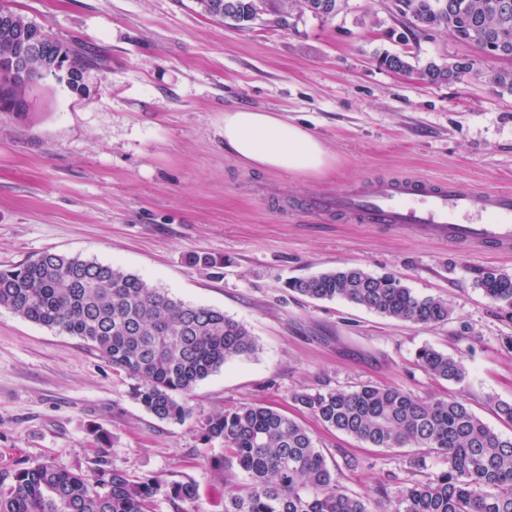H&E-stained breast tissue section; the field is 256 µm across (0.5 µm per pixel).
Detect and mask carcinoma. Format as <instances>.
<instances>
[{"instance_id":"1","label":"carcinoma","mask_w":512,"mask_h":512,"mask_svg":"<svg viewBox=\"0 0 512 512\" xmlns=\"http://www.w3.org/2000/svg\"><path fill=\"white\" fill-rule=\"evenodd\" d=\"M323 0H287L289 8L320 18ZM398 0L400 12L417 29L444 28L483 51L494 40L512 55V13L495 9L498 0ZM213 20L244 25L253 21L254 0H197ZM25 19L17 13L0 22V111L27 109L29 88L13 71L16 41ZM381 64L429 82L462 80L472 60L458 59L418 69L406 57L384 53ZM79 75L87 64L81 53L54 41L48 55L29 60ZM484 295L512 313V275L484 272ZM316 299H343L381 315L432 326L448 321V303L421 297L393 276H373L359 268L325 272L288 284ZM37 325L78 337L136 381L131 395L161 420L181 421L194 386L224 366L257 350L248 328L224 312L187 304L148 285L118 266L44 252L0 271V308ZM421 368L436 379L460 383L466 368L432 347L416 354ZM291 399L326 427L375 448H412L402 487L385 488L378 498L352 493L329 467L314 436L297 420L273 407L245 405L226 409L204 423L208 440L224 443L219 470L238 469L248 484L225 490L224 512H512V438H505L460 400L423 398L394 387L363 384L354 390L296 392ZM436 456L444 467L429 469ZM100 478L45 461L0 471V512H154L163 484L141 480L103 458ZM172 499L196 497L190 482H176Z\"/></svg>"}]
</instances>
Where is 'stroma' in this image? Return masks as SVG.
Wrapping results in <instances>:
<instances>
[{
	"instance_id": "obj_1",
	"label": "stroma",
	"mask_w": 512,
	"mask_h": 512,
	"mask_svg": "<svg viewBox=\"0 0 512 512\" xmlns=\"http://www.w3.org/2000/svg\"><path fill=\"white\" fill-rule=\"evenodd\" d=\"M75 45L91 65L78 96L54 79L31 107L0 112V269L50 251L121 266L150 286L242 322L258 348L199 381L180 422L146 412L134 384L77 337L0 308V469L50 460L95 477L99 455L130 475L193 482V502L167 493L156 512H224L225 483L205 420L267 404L300 417L340 482L396 492L406 448H373L299 413L291 396L364 383L456 398L495 432L512 422V317L478 288L512 254L462 249L293 210L299 198L374 178L451 179L512 189V91L493 83L499 61L449 33L410 30L395 0H344L330 19L282 16L263 0L241 28L196 0H0ZM468 58L479 75L424 82L378 62ZM283 112L335 156L320 175L246 166L224 148V112ZM357 267L391 274L448 302L447 322L421 326L287 281ZM430 346L462 356L467 376L436 379L415 362Z\"/></svg>"
}]
</instances>
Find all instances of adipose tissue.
I'll list each match as a JSON object with an SVG mask.
<instances>
[{
	"mask_svg": "<svg viewBox=\"0 0 512 512\" xmlns=\"http://www.w3.org/2000/svg\"><path fill=\"white\" fill-rule=\"evenodd\" d=\"M224 147L237 161L264 170L310 174L332 163L319 137L279 112L225 111Z\"/></svg>",
	"mask_w": 512,
	"mask_h": 512,
	"instance_id": "adipose-tissue-1",
	"label": "adipose tissue"
}]
</instances>
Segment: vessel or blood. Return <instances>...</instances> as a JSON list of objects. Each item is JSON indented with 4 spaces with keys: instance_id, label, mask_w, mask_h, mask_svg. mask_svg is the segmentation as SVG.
I'll list each match as a JSON object with an SVG mask.
<instances>
[{
    "instance_id": "obj_1",
    "label": "vessel or blood",
    "mask_w": 512,
    "mask_h": 512,
    "mask_svg": "<svg viewBox=\"0 0 512 512\" xmlns=\"http://www.w3.org/2000/svg\"><path fill=\"white\" fill-rule=\"evenodd\" d=\"M304 206L376 229H409L464 248L512 249V191L468 190L449 179H370L343 192L309 197Z\"/></svg>"
}]
</instances>
